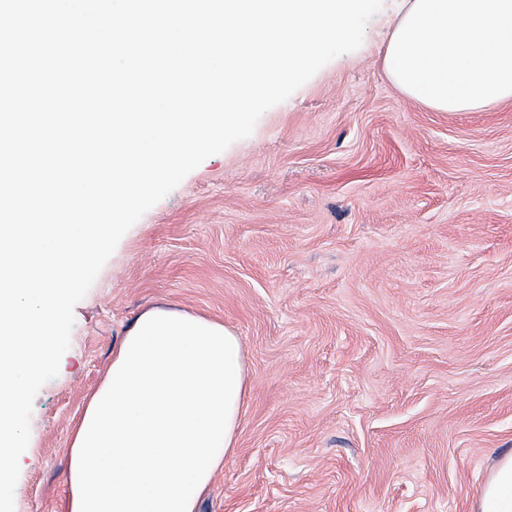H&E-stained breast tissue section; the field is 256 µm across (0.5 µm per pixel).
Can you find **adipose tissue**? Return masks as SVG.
Instances as JSON below:
<instances>
[{"mask_svg":"<svg viewBox=\"0 0 512 512\" xmlns=\"http://www.w3.org/2000/svg\"><path fill=\"white\" fill-rule=\"evenodd\" d=\"M384 70L438 112L512 100V0H401ZM247 369L222 321L157 304L112 350L71 438L65 512H198L237 448ZM476 512H512V455Z\"/></svg>","mask_w":512,"mask_h":512,"instance_id":"adipose-tissue-1","label":"adipose tissue"}]
</instances>
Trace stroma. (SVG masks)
I'll use <instances>...</instances> for the list:
<instances>
[{"label": "stroma", "mask_w": 512, "mask_h": 512, "mask_svg": "<svg viewBox=\"0 0 512 512\" xmlns=\"http://www.w3.org/2000/svg\"><path fill=\"white\" fill-rule=\"evenodd\" d=\"M396 9L122 237L35 397L14 512H64L75 423L157 303L245 348L238 446L200 512H475L512 452V101L404 97Z\"/></svg>", "instance_id": "1"}]
</instances>
